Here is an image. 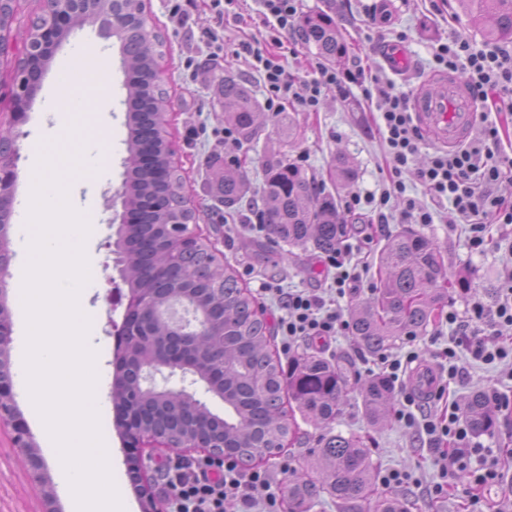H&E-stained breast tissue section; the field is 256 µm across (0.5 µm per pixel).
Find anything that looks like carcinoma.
Returning a JSON list of instances; mask_svg holds the SVG:
<instances>
[{"label":"carcinoma","mask_w":512,"mask_h":512,"mask_svg":"<svg viewBox=\"0 0 512 512\" xmlns=\"http://www.w3.org/2000/svg\"><path fill=\"white\" fill-rule=\"evenodd\" d=\"M475 20H487L489 41L512 43V0H458ZM112 0H96L88 12L74 15L77 24L88 23L108 9L123 11ZM53 0L29 18L22 30L15 27V0H0V30L15 45L27 48L35 29L49 20ZM305 41L314 45L321 59L340 63L346 45L328 13L301 17ZM120 44L126 80V176L121 196L133 221L119 225L116 247L125 283L147 304L127 317L118 337L134 336L136 347L121 353L116 344L112 380V405L156 435L178 445L201 441L215 453L244 466L256 458L281 452L296 438V415L327 425L336 420L349 393L344 369L318 354L288 358V367L269 349V328L255 297L239 277L213 261L205 246L185 250L174 258L171 238L196 223L182 195L184 178L168 162L167 137L160 128L167 92L160 61L165 39L129 27L115 34ZM224 120L234 127L238 144L258 136L262 112L250 90L231 76L220 85ZM150 145L155 165L168 169L164 179L143 167L140 153ZM261 193L262 208L255 211L266 239L290 246L313 244L321 253L336 249L352 231L345 223L332 193L295 162L266 163ZM355 178L344 158L336 159L330 180L340 190ZM249 181L242 166L224 162L212 184V194L227 210L243 206ZM380 287L353 310L352 333L359 348L382 354L405 336L424 333L442 302L439 282L446 270L439 248L412 232L396 235L379 256ZM173 301L188 305L203 334L192 335L171 322L164 308ZM147 362L182 368L207 380L209 392L224 402L227 416L203 411L193 397L158 393L142 403L129 392L141 366ZM364 413L379 421L395 398L393 383L382 375L365 379L359 387ZM463 415L476 437L493 434L498 426L496 407L487 396L475 393L466 401ZM372 462L362 442L342 433L321 436L312 461L294 470L288 480L289 512H310L327 495L339 512H408L393 496H372Z\"/></svg>","instance_id":"cac0c4a2"}]
</instances>
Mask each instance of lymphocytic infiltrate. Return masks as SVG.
Here are the masks:
<instances>
[{
	"instance_id": "f902f5d3",
	"label": "lymphocytic infiltrate",
	"mask_w": 512,
	"mask_h": 512,
	"mask_svg": "<svg viewBox=\"0 0 512 512\" xmlns=\"http://www.w3.org/2000/svg\"><path fill=\"white\" fill-rule=\"evenodd\" d=\"M261 3L274 20V49L269 52L248 45L244 51L268 92L267 110L277 112L294 85L281 62L279 50L284 46L283 34L296 31L298 0H261ZM433 60L445 68L463 70L477 102L493 97L512 111L511 52L489 45L477 48L466 39L456 38L438 44ZM363 75L360 68L339 72L318 66L315 77L306 84L307 94L302 103L308 108L315 107L327 89L346 94L348 85L362 82ZM381 97L384 101L381 130L393 175L399 177L415 171L435 202H448L466 219L471 248L483 250L487 225L512 224V201L493 192L505 168L512 166V159L499 154L498 129L484 128L476 143L433 157L427 166L416 170L412 163L420 150L422 135L413 123L409 98L387 90L382 91ZM260 290L274 292L285 311L278 319V330L285 344L306 337H331L348 327L340 310L327 306L321 297L302 291L274 290L266 283L261 284ZM471 312L467 322L459 320L456 313L448 315L460 346L472 360L486 365L512 363V344L499 341L493 332L498 323L512 325V297L504 298L492 310L482 303H473ZM424 430L439 447L440 471H447L451 466L464 470L474 461L459 450L460 445L468 443L469 432L458 410H451L447 420L426 422ZM162 477L167 512H282L284 489L261 467L245 469L232 459L212 455L178 457L164 464Z\"/></svg>"
}]
</instances>
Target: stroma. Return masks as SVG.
Segmentation results:
<instances>
[{
    "label": "stroma",
    "instance_id": "stroma-1",
    "mask_svg": "<svg viewBox=\"0 0 512 512\" xmlns=\"http://www.w3.org/2000/svg\"><path fill=\"white\" fill-rule=\"evenodd\" d=\"M149 23L167 37V54L162 63L169 92L168 131L176 150L175 161L184 178V193L198 216L197 233L214 243L218 257L233 268L242 283L255 292L257 304L268 322L280 315L276 297L261 294L262 282L284 289H300L325 299L335 298L333 279L323 266L324 256L314 247H290L263 243V234L254 227L253 213L228 212L218 209L208 191L217 166L239 159L253 187L263 182V167L268 159L288 157L295 160L319 182H326L337 155H344L355 171V180L343 190L339 205H346L351 193L362 197L350 223L359 230L350 244L359 248L352 259L359 280L350 295L338 299L344 313H351L355 300L371 297L379 283L377 257L391 238L400 232L397 224L370 229L367 218L376 212L398 213L405 201L419 208H435L433 223L415 225V232L432 240L439 248L447 276L441 286L449 300L439 308L437 317L416 340L398 341L391 353L400 357L409 347H416L421 359L440 364L441 354L451 343L452 329L446 320L448 311L467 319L473 303L495 307L503 290L512 286V224H494L488 229L489 245L485 252H471L469 227L448 205H434L427 189L413 175L402 177L403 190H395L390 178L387 146L378 127V113L367 99L373 89L372 78H389L396 91L412 93L422 82L440 74L432 61V53L440 42L462 36L476 45H484L482 26L463 14L457 0H299L300 14H330L341 31L348 52L341 70L361 65L366 74L363 83L350 85L346 95L328 90L316 111L308 112L293 101L284 110L294 120L293 134L281 129L276 113L264 115L258 143L252 149L225 148L222 143L224 110L220 105V83L224 76L242 80L258 102L266 94L241 52V42L265 41L270 28L256 0H240L232 13L218 15L209 0H182L187 13L185 25H177L171 14L172 0H146ZM224 41L223 50L209 42L210 34ZM97 47L111 61L110 94L100 106V119L112 140V152L104 171L97 179L85 182L71 180L69 192L79 205L94 208L99 222L87 243L89 259L97 268V279L87 290L86 304L97 318L90 343L97 352L103 394H110L114 367L115 325L121 324L125 298H114L113 292L125 283L117 264L115 241L120 223L122 199L119 195L124 179L126 153V73L116 38L106 37L98 24L89 23L74 30L48 63L40 90L25 122L10 127L9 98L13 60L0 61V132L9 133L19 147L16 162L18 176L15 195L27 189L23 176L28 162V146L34 139L46 136L52 126L43 102L53 90L56 69L68 60L76 44ZM383 44L402 47L407 67L391 72L380 54ZM470 272L473 288L461 292L455 286L458 272ZM313 347L325 357L347 370L350 383L363 381L378 373L377 357L362 353L351 335L324 340H298L293 350L302 353ZM497 392L506 408L499 411L496 432L479 437L481 447L491 449L500 473L496 485L479 488L468 475L453 481V492L438 497L431 489L440 480L436 452L422 435L420 422L442 417L448 406H463L471 392ZM417 425H407L396 411H389L379 424H371L363 413L358 393H350L342 406L333 432L356 435L370 451L374 471L396 469L411 473L409 484L391 488V495L405 500L408 512H496L498 504L512 500V369L472 363L452 388L450 397L421 403L416 413ZM322 433L319 426L300 422L299 438L289 452L264 458L273 478L287 482L281 474L280 462L299 466L309 448L315 447ZM42 487L27 474L21 453L15 447L9 427L0 424V512H43Z\"/></svg>",
    "mask_w": 512,
    "mask_h": 512
}]
</instances>
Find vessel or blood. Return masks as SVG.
Wrapping results in <instances>:
<instances>
[{"instance_id":"b4317fda","label":"vessel or blood","mask_w":512,"mask_h":512,"mask_svg":"<svg viewBox=\"0 0 512 512\" xmlns=\"http://www.w3.org/2000/svg\"><path fill=\"white\" fill-rule=\"evenodd\" d=\"M419 125L436 144L457 148L464 145L475 128L477 106L465 80L456 73L442 74L432 83L420 84L409 102ZM437 373L427 362L408 376V383L421 398H430Z\"/></svg>"}]
</instances>
